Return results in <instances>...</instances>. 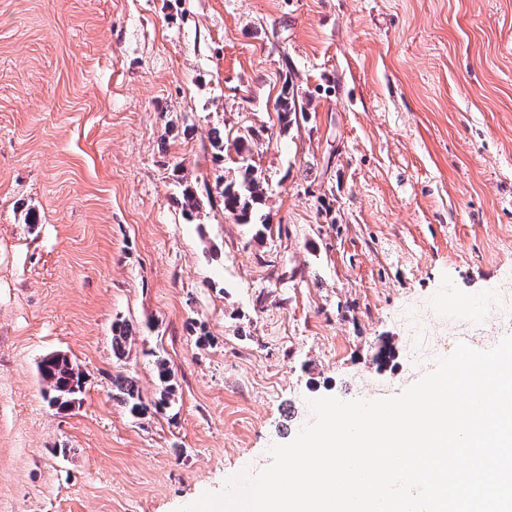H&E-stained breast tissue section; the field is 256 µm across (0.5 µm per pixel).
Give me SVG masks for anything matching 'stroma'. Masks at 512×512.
<instances>
[{
  "label": "stroma",
  "mask_w": 512,
  "mask_h": 512,
  "mask_svg": "<svg viewBox=\"0 0 512 512\" xmlns=\"http://www.w3.org/2000/svg\"><path fill=\"white\" fill-rule=\"evenodd\" d=\"M244 161L264 230L216 187ZM495 300L512 0H0V512H177L268 466L310 400L417 382L405 315L492 347ZM54 353L85 374L66 411L42 395ZM158 355L176 401L131 416L112 380L153 400ZM284 95L280 98L277 104L279 120L283 125V128H287L297 120V109L294 97V89L290 95L292 88V82L287 80L284 83ZM288 90V92H286ZM288 95V96H286ZM133 342L132 331L125 321H115L112 324V349L116 356L125 355L127 348Z\"/></svg>",
  "instance_id": "1"
}]
</instances>
